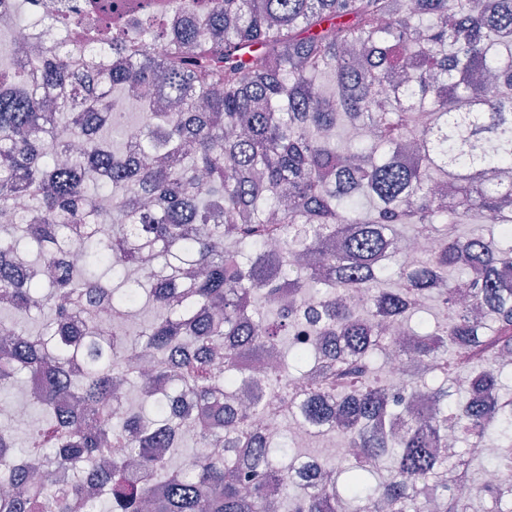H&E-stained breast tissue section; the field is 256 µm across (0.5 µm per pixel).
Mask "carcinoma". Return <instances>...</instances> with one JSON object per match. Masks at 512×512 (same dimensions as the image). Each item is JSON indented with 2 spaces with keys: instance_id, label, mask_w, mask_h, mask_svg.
I'll return each instance as SVG.
<instances>
[{
  "instance_id": "carcinoma-1",
  "label": "carcinoma",
  "mask_w": 512,
  "mask_h": 512,
  "mask_svg": "<svg viewBox=\"0 0 512 512\" xmlns=\"http://www.w3.org/2000/svg\"><path fill=\"white\" fill-rule=\"evenodd\" d=\"M92 2L114 21L130 6ZM196 2L204 27H146L112 67L90 62L104 96L54 47L44 67L0 49V391L44 383L24 439L0 427V512H97L96 485L109 512H512V285L497 276L512 267V0ZM486 71L494 94L473 80ZM133 95L143 124L119 147ZM474 220L488 236L458 233ZM401 226L434 248L402 263ZM432 297L444 322L420 330ZM385 316L409 336L403 399ZM268 347L277 394L333 359L288 407L357 449L343 486L323 459L305 484L273 463L289 448L253 426L264 394L237 413L213 402ZM453 372L462 399L417 385ZM120 385L141 404L119 417ZM189 435L198 452L172 465ZM450 435L495 451L444 453Z\"/></svg>"
}]
</instances>
